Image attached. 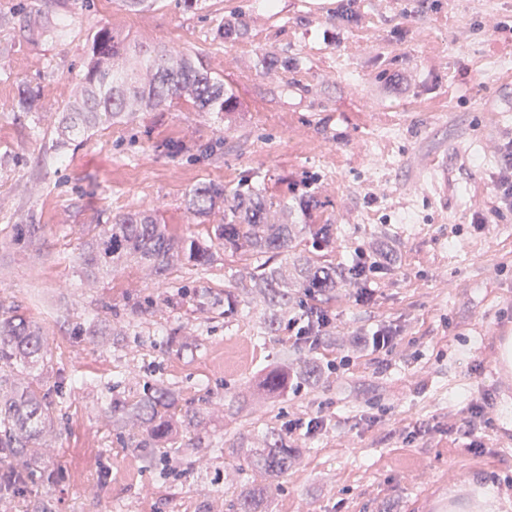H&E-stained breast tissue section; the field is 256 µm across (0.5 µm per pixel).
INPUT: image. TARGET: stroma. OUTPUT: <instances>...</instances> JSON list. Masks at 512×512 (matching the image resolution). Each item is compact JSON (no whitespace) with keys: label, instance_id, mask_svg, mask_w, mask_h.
Here are the masks:
<instances>
[{"label":"stroma","instance_id":"obj_1","mask_svg":"<svg viewBox=\"0 0 512 512\" xmlns=\"http://www.w3.org/2000/svg\"><path fill=\"white\" fill-rule=\"evenodd\" d=\"M342 3L0 0V314L19 308L41 326L66 385L60 425L35 444L56 473L42 487L53 512H230L247 479L266 486L270 512H429L461 479L490 512H512L500 491L512 477V398L489 373L491 334L512 327V212L482 230L472 222L497 148L512 139V111L489 105L512 90V71L499 68L512 57V0H356L348 22ZM25 4L67 15L60 37L28 36ZM230 17L242 35L219 38ZM104 23L126 47L191 56L223 79L237 111L179 99L56 149ZM23 83L40 88L39 112L16 110ZM208 144L214 155L202 154ZM428 158L447 167V186L418 169ZM211 182L224 183V203L195 217L187 196ZM245 182L260 185L277 223L336 225L327 264L359 248L387 261L371 302L357 303L349 283L328 294L332 322L308 354L319 372L275 398L253 395L254 381L281 360L299 366V355L285 327L265 331L267 306L242 294L246 256L217 244L211 265L174 263L162 282L134 265L92 275L77 263L91 225L130 211L207 239ZM304 192L306 210L295 204ZM406 211L414 227L401 224ZM17 224L37 225L31 242L13 244ZM228 292L241 298L231 315ZM381 322L411 341L386 363L367 345ZM80 326L87 336L76 337ZM147 380L207 411L186 433L194 454L164 475L123 447L101 403L108 386L135 396ZM480 399L490 420L481 461L467 439L445 443ZM316 413L327 431L289 436L285 474L258 475L239 454ZM406 424L424 433L404 445L395 432Z\"/></svg>","mask_w":512,"mask_h":512}]
</instances>
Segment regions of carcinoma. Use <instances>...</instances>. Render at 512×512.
<instances>
[{"label":"carcinoma","instance_id":"carcinoma-1","mask_svg":"<svg viewBox=\"0 0 512 512\" xmlns=\"http://www.w3.org/2000/svg\"><path fill=\"white\" fill-rule=\"evenodd\" d=\"M126 48L112 28L100 26L93 34L84 61L80 84V102L67 106L69 131L83 135L102 123H109L124 112L160 111L175 99L189 96L201 112H231L236 101L224 88V81L198 68L187 58L150 48H140L135 65L115 64ZM40 89L28 86L19 91L17 107L23 112L39 111ZM226 190L220 182L196 189L189 199V209L203 214L224 199ZM236 205L214 224L211 234L224 248L255 260L256 266L242 288L267 300L268 325L286 322L303 309L322 308V296L336 284L353 282L360 272L350 266L326 265L307 254L294 257L293 273L288 267L270 263V258L289 253L296 238L306 236L319 251L329 250L336 241L334 224H270L271 204L259 187L236 190ZM181 257L194 267L211 263V247L194 237L172 235L165 224L157 223L143 212H127L93 232L84 243L78 260L84 269L103 270L125 262L146 267L158 280L168 276L173 258ZM299 288L293 301L284 288L288 280ZM37 374L26 382L16 375L28 368ZM310 364L297 372L288 360L276 364L258 379L256 392L267 396L280 394L298 379L313 373ZM52 358L46 340L25 314L15 309L0 317V501H20L23 512H52L42 498L40 487L54 477L43 466L42 458L27 453L26 448L41 430L52 426L59 417L63 386L50 380ZM178 397L162 381L149 382L134 399L112 398L108 401L112 422L124 428L132 422L142 424L138 433L128 434L124 446L132 448L148 467L165 471L172 457L185 454L194 444L183 442V434L198 422L202 410L177 411ZM248 458L264 474L279 476L288 471L290 448L280 434H271L264 448L246 449ZM262 490L247 487L233 504L235 512H264L260 507Z\"/></svg>","mask_w":512,"mask_h":512}]
</instances>
